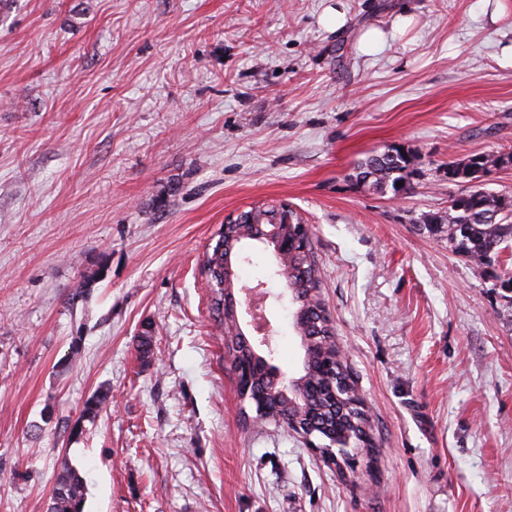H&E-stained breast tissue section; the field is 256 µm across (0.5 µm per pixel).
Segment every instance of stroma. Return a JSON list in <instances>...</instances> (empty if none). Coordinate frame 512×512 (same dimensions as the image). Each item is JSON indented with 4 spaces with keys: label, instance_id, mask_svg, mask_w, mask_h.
I'll return each instance as SVG.
<instances>
[{
    "label": "stroma",
    "instance_id": "obj_1",
    "mask_svg": "<svg viewBox=\"0 0 512 512\" xmlns=\"http://www.w3.org/2000/svg\"><path fill=\"white\" fill-rule=\"evenodd\" d=\"M394 147L410 193L353 184ZM498 152L512 0H0V512H47L64 461L84 512H512V253L424 226ZM262 203L309 228L371 424L340 471L224 359L202 261Z\"/></svg>",
    "mask_w": 512,
    "mask_h": 512
}]
</instances>
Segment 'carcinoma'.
<instances>
[{"instance_id": "obj_1", "label": "carcinoma", "mask_w": 512, "mask_h": 512, "mask_svg": "<svg viewBox=\"0 0 512 512\" xmlns=\"http://www.w3.org/2000/svg\"><path fill=\"white\" fill-rule=\"evenodd\" d=\"M477 166L489 171L497 167L512 166V153L482 156ZM410 160L400 150L367 157L356 167L349 178L358 186L375 192L390 190L399 194L410 187ZM512 199L492 191L474 188L460 195L448 205V214L436 224L448 226V248L469 260L483 262L488 251L498 254L502 245L512 241ZM255 224H279L286 235L298 237L296 252L288 261L278 266V277L288 288L293 303L303 310L305 333L317 335L312 353L303 365V374L288 388L271 379L264 369L255 370L249 387L237 385L241 401L254 405V389L266 391L272 414L268 419L277 425L290 426L288 413L306 405L322 411L327 431L323 432V445L348 443L356 450L370 452L369 425L364 410L352 405L349 395H344V410H332L333 380L328 377L319 352L323 345L333 344L332 332L321 294L322 280L312 254L309 236L303 231L302 220L296 212L284 205H258L243 212L234 224H225L218 232L215 244L206 252L203 269L213 291L212 308L224 325V357L236 364L237 353L243 349L241 335L230 327L233 319L224 314V299L233 294L237 276L224 278L226 262L232 268L250 260L247 248L253 245L252 231ZM108 399V392L92 395L84 405L83 416L93 420ZM87 483L79 469L67 461L61 463L55 477L48 512H84Z\"/></svg>"}]
</instances>
